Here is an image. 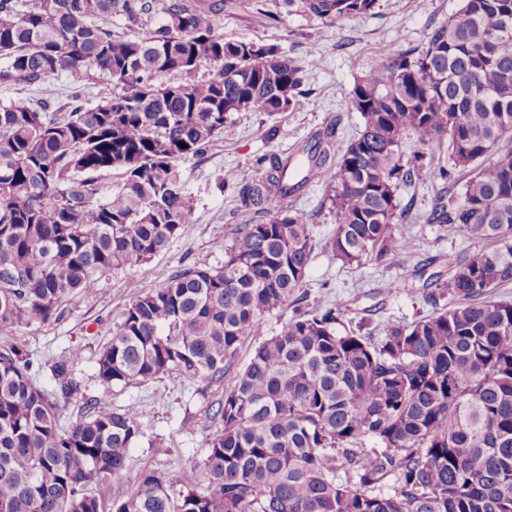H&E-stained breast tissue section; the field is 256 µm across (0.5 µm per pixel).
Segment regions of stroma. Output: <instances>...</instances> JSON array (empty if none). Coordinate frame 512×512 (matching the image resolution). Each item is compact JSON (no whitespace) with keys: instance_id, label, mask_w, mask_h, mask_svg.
Segmentation results:
<instances>
[{"instance_id":"1","label":"stroma","mask_w":512,"mask_h":512,"mask_svg":"<svg viewBox=\"0 0 512 512\" xmlns=\"http://www.w3.org/2000/svg\"><path fill=\"white\" fill-rule=\"evenodd\" d=\"M223 4L225 39L277 46L301 65L306 73L300 87L301 109L275 117L259 112L230 114L231 136L217 135L205 155L181 164L194 222L180 237L135 269L113 270L101 279L95 294L66 298L59 320L0 333V344L22 346L34 362L42 363L40 385L51 387L49 364L78 346L82 355L74 370L83 380L85 396H106L115 410L138 405L144 434L131 448L127 469L108 481L104 495L109 499L125 497L146 470L184 475L193 485L205 487L207 443L221 427L212 407L223 400L230 385L226 379L209 383L170 371L103 390L96 378V358L127 305L135 296L165 286L185 268L222 266L224 248L238 229L268 220L266 213L244 207L239 198L241 186L255 175L256 160L293 153L330 130L339 139L356 135L363 127L360 113L350 105L357 80L381 56L421 50L433 29L447 22L463 0H376L370 12L333 22L306 15L296 4L284 6L280 0H223ZM271 13L277 15V22L268 21ZM314 45L319 48L315 56L309 53ZM425 162L429 168L425 179L396 195L400 229L415 243L412 254L396 267L371 258L358 266L345 265L326 249L336 215L323 185L308 183L285 200V207L307 217L317 243L301 290L308 304L341 301L347 306L344 322L382 326L412 322L432 313L435 305L446 304L443 296L433 303L425 300L421 273L447 274L449 261L466 259L487 244L445 224L423 223V216L440 198L461 196L467 180L459 171L452 179L441 177V170L449 166L447 141L426 148ZM393 282L397 290L388 291Z\"/></svg>"}]
</instances>
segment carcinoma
<instances>
[{
	"instance_id": "obj_1",
	"label": "carcinoma",
	"mask_w": 512,
	"mask_h": 512,
	"mask_svg": "<svg viewBox=\"0 0 512 512\" xmlns=\"http://www.w3.org/2000/svg\"><path fill=\"white\" fill-rule=\"evenodd\" d=\"M374 4L300 0L325 21ZM221 13L215 0H0V84L73 79L63 104H0V329L58 320L68 296L180 236L193 205L179 163L231 135L228 114L301 107L302 67L276 46L225 40ZM114 16L125 29L112 30ZM101 80L112 93L88 103L85 85ZM351 106L363 129L346 145L330 132L304 160L260 157L239 196L268 222L241 228L223 266L186 268L136 296L98 355L106 390L172 370L234 374L213 414L205 489L147 470L105 503L93 487L127 469L143 435L137 407L84 397L79 347L52 361L47 390L29 353L4 344L0 512H512V302L494 299L512 282V0H464L419 53L382 57ZM445 134L467 181L426 223L492 244L448 263V304L367 332L336 330L341 302L300 306L316 243L284 201L308 183L304 168L336 214L325 242L336 259L397 266L414 241L397 227L395 192L423 173L403 163V140ZM105 173L117 179L107 194ZM288 306L237 367L246 339ZM78 397L79 415L61 425Z\"/></svg>"
}]
</instances>
